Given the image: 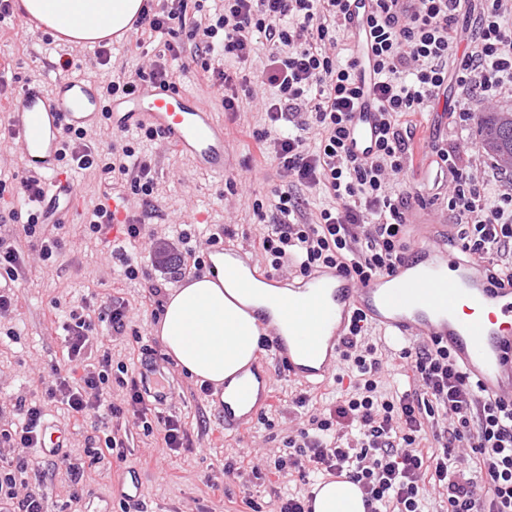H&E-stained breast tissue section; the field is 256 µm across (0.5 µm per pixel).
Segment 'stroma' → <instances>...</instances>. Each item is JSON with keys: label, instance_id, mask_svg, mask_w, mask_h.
Wrapping results in <instances>:
<instances>
[{"label": "stroma", "instance_id": "35a3bbf8", "mask_svg": "<svg viewBox=\"0 0 512 512\" xmlns=\"http://www.w3.org/2000/svg\"><path fill=\"white\" fill-rule=\"evenodd\" d=\"M154 46L149 39L139 49L124 40L114 42L113 65L107 68L99 65L94 46H74L55 39L28 23L22 10L0 21V58L10 63L5 75L15 89L32 83L51 90L56 77L52 65L64 54L72 60L70 77L79 80L95 84L111 79L116 70L132 74L145 69ZM199 69V64L190 63L180 88L199 97L216 120L223 122L231 169L224 176H216L198 170L168 143H141L142 152L151 156L158 173V197L147 207L148 222L159 236L168 239L187 228L196 235L228 229L234 234L233 245L246 250L264 230L253 214V202L271 205L276 193L290 186L273 159L260 156L250 136L251 131L266 128L262 102L272 97L273 90L254 85L252 96L241 97L239 112L232 114L224 110L217 87L200 79ZM459 101L456 85H449L439 105L424 116L417 132L419 151H431L457 131L463 138L477 141L476 117L482 108L474 106V120L460 129L454 111ZM21 155L14 140L0 137V211H15L20 217L32 207L31 202L12 193L15 176L26 173ZM71 176L80 193L60 229L67 242L65 251L47 268L36 252L24 250L28 275L15 284L18 309L0 317V430L10 427L17 400L41 404L45 423L55 425L64 435L63 451L82 473L84 493L80 501L70 498L68 475L58 467L56 457L38 455L33 448L17 450L0 438V455L24 466L18 475V493H39L53 512H278L288 496L310 492L321 481L320 473L311 472L301 482L279 472L274 461L286 437L305 426L311 414L329 411L345 399L351 390L348 366L338 365V379L311 387L290 377L282 365L267 361L263 369L270 382V403L262 405L238 428H225L223 409L214 390L205 389L203 383L180 368L153 332L151 313L157 305L150 298L149 286L161 282L166 295L185 286L187 279L178 263L156 269L148 239L128 242L119 233L116 241L125 242L144 269L143 276L134 280L121 276L110 247L83 234L87 218L105 201L100 181L82 170L72 171ZM427 177L425 168L413 165L396 186L397 191L422 198L408 219L414 223H447L446 202L434 199L425 184ZM113 296L124 298L128 304L125 333L108 344L113 377H121L126 369L138 371L145 360L160 364L170 373L172 384L159 411L185 421L194 440L193 447L175 453L164 448L143 421L129 420L123 435L125 452L141 484L140 495L133 500L122 496L121 480L109 458L96 460L91 455L92 449L104 445L103 430L91 421H70L65 406L49 398L43 385L52 368L67 365L63 327L72 307L85 299L97 308ZM366 338L377 346L382 359L383 393H403L406 384L394 368L400 341L377 328L369 329ZM228 464L240 467V475L225 479L224 467Z\"/></svg>", "mask_w": 512, "mask_h": 512}]
</instances>
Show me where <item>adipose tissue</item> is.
<instances>
[{
  "label": "adipose tissue",
  "mask_w": 512,
  "mask_h": 512,
  "mask_svg": "<svg viewBox=\"0 0 512 512\" xmlns=\"http://www.w3.org/2000/svg\"><path fill=\"white\" fill-rule=\"evenodd\" d=\"M23 8L56 37L83 45L129 28L143 0H21ZM215 274L197 278L168 297L155 328L166 352L190 375L211 383L233 399L243 383L254 381L250 364L260 346L257 311H264L283 338L309 323L308 306L284 309L282 291L255 280L227 254L212 257ZM312 493L313 512H364L356 484L327 480Z\"/></svg>",
  "instance_id": "ef3b65f1"
}]
</instances>
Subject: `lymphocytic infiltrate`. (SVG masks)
Wrapping results in <instances>:
<instances>
[{"label":"lymphocytic infiltrate","instance_id":"f902f5d3","mask_svg":"<svg viewBox=\"0 0 512 512\" xmlns=\"http://www.w3.org/2000/svg\"><path fill=\"white\" fill-rule=\"evenodd\" d=\"M358 7L357 0H224L208 13L200 2L145 0L132 23L135 33L164 37L150 69L114 75L100 92L105 99L130 94L146 80L177 88L180 75L171 63L184 48L167 36L181 28L194 55L207 56L203 70L223 90L225 111L235 112L240 89L252 79L227 72L222 59L248 62L256 40L265 39L271 51L255 80L274 95L263 103L268 126L253 138L296 185L321 191L334 204L311 217L304 199L288 191L279 193L273 213L254 203V214L266 223L257 249L276 271L306 276L329 267L365 284L392 273L406 257L410 199L392 192L390 180L413 159L419 115L452 83L463 96V122L471 118V103L490 106L512 97V0H470L466 6L461 0H371L366 23L373 81L367 88L357 56L342 63L335 53L336 31L348 28ZM464 8L469 18L463 25L458 16ZM366 93L381 109L382 133L360 158L348 146L349 125ZM290 118L293 131L270 136V128ZM62 141L70 167L100 172L113 187L127 184L143 199L152 197L155 166L136 157L125 136L115 135L104 154L83 128H64ZM434 153L438 172L449 176L450 243L480 263L491 285L512 284V188L479 177L485 166L479 148L453 139ZM66 330L67 361L80 365L102 341L87 303L73 307ZM366 331L364 316L355 315L341 351L358 374L354 393L289 436L278 469L346 477L360 487L365 512H425L422 484L429 476L447 493L446 512H512V396H484L447 343L429 338L401 348L408 388L385 397L378 389L381 360ZM111 374L107 354L75 382L56 367L46 392L72 416L107 429L105 450L121 468L127 456L112 422L127 412L145 418L152 402L134 377L125 383V406L109 402ZM438 411L448 425L436 432L441 452L430 458L422 444L425 420ZM43 431L41 408L22 404L4 437L17 447L37 448ZM480 474L485 483H477ZM16 487L12 462L0 457V512H49L42 496H19Z\"/></svg>","mask_w":512,"mask_h":512}]
</instances>
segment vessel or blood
<instances>
[{
  "label": "vessel or blood",
  "mask_w": 512,
  "mask_h": 512,
  "mask_svg": "<svg viewBox=\"0 0 512 512\" xmlns=\"http://www.w3.org/2000/svg\"><path fill=\"white\" fill-rule=\"evenodd\" d=\"M103 120L118 132L151 126L200 170L224 171V126L192 94L147 82L134 96L113 99L106 107L94 85L60 75L50 94L37 85H26L10 123L29 172L44 183L40 203L49 221L60 218L78 194L76 182L58 162L62 125L77 128ZM349 131L352 148L367 154L381 134L380 114L370 99L361 100ZM412 253L393 273L366 285L332 268L318 269L304 278L291 289L285 304L292 307L303 302L318 308L307 352L320 355L321 360L300 364L279 338L268 347V357L285 366L290 376L326 384L338 363L349 320L359 310L373 326L395 338H442L482 393L512 394V285L490 287L479 263L439 244L433 224L418 225ZM235 400L236 408L224 410L229 428L241 423L236 409L252 413L259 407L247 383L239 387Z\"/></svg>",
  "instance_id": "vessel-or-blood-1"
}]
</instances>
